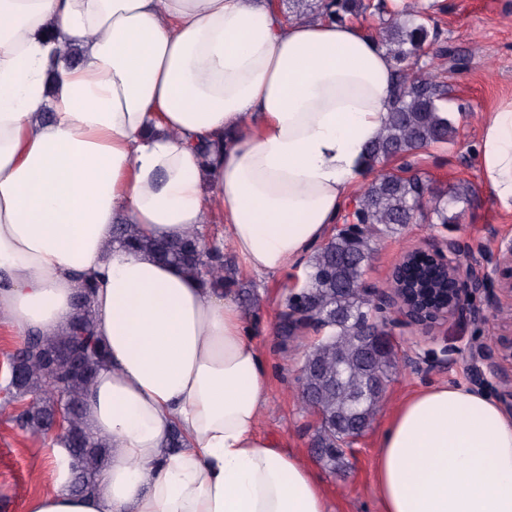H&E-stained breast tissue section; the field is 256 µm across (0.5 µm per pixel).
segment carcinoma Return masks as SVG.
<instances>
[{"label":"carcinoma","instance_id":"obj_1","mask_svg":"<svg viewBox=\"0 0 512 512\" xmlns=\"http://www.w3.org/2000/svg\"><path fill=\"white\" fill-rule=\"evenodd\" d=\"M286 20L317 14L331 22L344 23L368 9L377 16L378 27L367 28L370 36L384 45L394 68V83L387 106L388 118L379 138L368 149L367 168L375 172L344 223L364 225L362 234L350 236L340 230L320 247L308 262L302 293L308 297L312 317L326 327L322 338L309 346L300 371L311 372L336 357L340 345L350 344L353 352L343 359L341 384L315 385L312 402H301L305 412L320 418L317 444L334 448L362 435L386 404V387L396 362L392 352L363 360L358 355L357 326L371 315L368 296L359 290L364 268L376 250L379 238L394 234L418 216L430 224H452L458 215L449 204L468 194L465 188L435 193L416 172H410L406 158L435 144L455 141L456 127L448 112V85L438 59H449L455 67L465 58L440 41L437 23L416 10L411 0L400 3L377 0L367 6L363 0H288L278 4ZM430 61L421 62V58ZM394 158L404 160L399 170L385 166ZM121 243L135 250H149L160 259L195 275L211 288H225L227 276L224 252L206 246L199 233L190 232L175 240L157 241L135 234L124 224L118 228ZM93 285L85 283L76 296L77 313L68 331L25 338L16 354L20 368L13 390L19 396L37 395L45 389L51 397L16 415L23 428L47 433L61 404L70 407L64 420L63 443L75 461L72 487L85 493L95 487L110 440L91 434L83 415L84 399L104 362V348L92 330L90 297ZM376 378L378 393L355 405L354 390Z\"/></svg>","mask_w":512,"mask_h":512}]
</instances>
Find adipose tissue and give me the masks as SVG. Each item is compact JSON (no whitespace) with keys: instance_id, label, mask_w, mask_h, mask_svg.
<instances>
[{"instance_id":"obj_1","label":"adipose tissue","mask_w":512,"mask_h":512,"mask_svg":"<svg viewBox=\"0 0 512 512\" xmlns=\"http://www.w3.org/2000/svg\"><path fill=\"white\" fill-rule=\"evenodd\" d=\"M393 63L362 26L267 0H0V311L56 333L83 280L107 361L85 405L112 446L91 494L56 446L25 512H331L298 454L257 431L260 351L224 291L113 238L224 218L250 270L304 261L379 135ZM224 140L211 165L194 145ZM479 166L512 213V100ZM183 446H169L173 431ZM383 512H512V415L439 385L401 402L375 458Z\"/></svg>"}]
</instances>
